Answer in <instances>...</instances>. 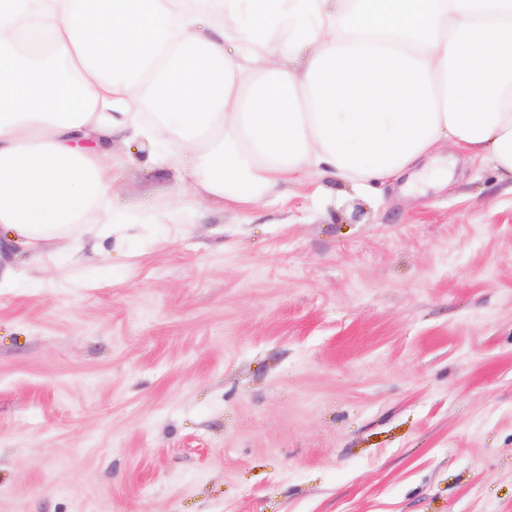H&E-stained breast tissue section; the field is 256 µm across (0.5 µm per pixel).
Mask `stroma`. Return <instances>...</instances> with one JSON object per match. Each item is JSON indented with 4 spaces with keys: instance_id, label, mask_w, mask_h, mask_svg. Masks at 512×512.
<instances>
[{
    "instance_id": "1",
    "label": "stroma",
    "mask_w": 512,
    "mask_h": 512,
    "mask_svg": "<svg viewBox=\"0 0 512 512\" xmlns=\"http://www.w3.org/2000/svg\"><path fill=\"white\" fill-rule=\"evenodd\" d=\"M134 226L0 293V512H512V189L446 145Z\"/></svg>"
}]
</instances>
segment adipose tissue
<instances>
[{"mask_svg":"<svg viewBox=\"0 0 512 512\" xmlns=\"http://www.w3.org/2000/svg\"><path fill=\"white\" fill-rule=\"evenodd\" d=\"M444 142L512 183V0H0V289L123 228L116 143L244 211Z\"/></svg>","mask_w":512,"mask_h":512,"instance_id":"adipose-tissue-1","label":"adipose tissue"}]
</instances>
